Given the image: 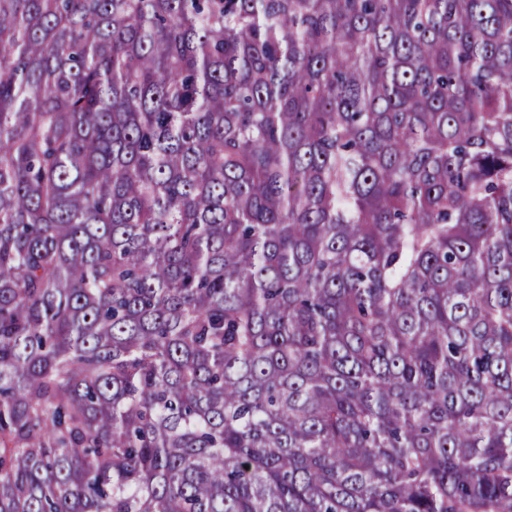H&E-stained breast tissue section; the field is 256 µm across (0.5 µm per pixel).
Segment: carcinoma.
<instances>
[{
    "instance_id": "carcinoma-1",
    "label": "carcinoma",
    "mask_w": 512,
    "mask_h": 512,
    "mask_svg": "<svg viewBox=\"0 0 512 512\" xmlns=\"http://www.w3.org/2000/svg\"><path fill=\"white\" fill-rule=\"evenodd\" d=\"M0 512H512V0H0Z\"/></svg>"
}]
</instances>
